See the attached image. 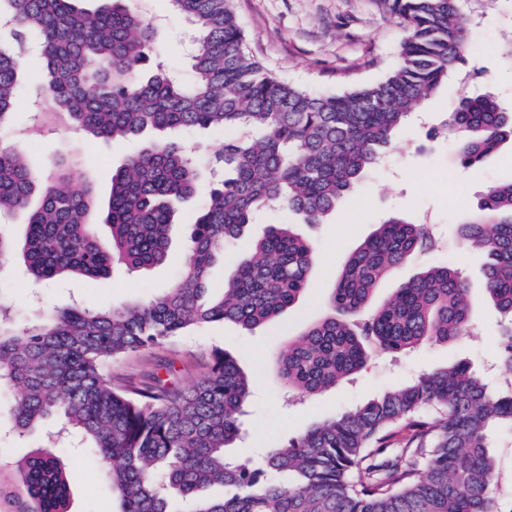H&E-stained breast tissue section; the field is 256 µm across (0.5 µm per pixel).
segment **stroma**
I'll return each instance as SVG.
<instances>
[{
	"instance_id": "stroma-1",
	"label": "stroma",
	"mask_w": 512,
	"mask_h": 512,
	"mask_svg": "<svg viewBox=\"0 0 512 512\" xmlns=\"http://www.w3.org/2000/svg\"><path fill=\"white\" fill-rule=\"evenodd\" d=\"M145 19L155 23L153 60L164 62L183 76H190V27L169 0H130ZM246 44L272 76L324 94H338L356 84L383 78L398 61L405 30L397 19L383 11L378 0H232ZM512 28V10L502 9L472 37L477 44L478 63L483 69L481 87L496 92L504 105H512V66L500 60L495 49L505 30ZM25 79L16 99L10 123L0 129V145L21 149L33 168L42 174L64 162L70 177L89 180L97 188L100 207L88 215L89 223L107 236L101 207L106 204L112 174L132 154L136 143H107L73 128L53 127L33 133L37 108L53 107L41 90L42 66L37 56L24 65ZM461 92L459 83L442 88L421 104L423 123L409 122L398 131L386 153V162L366 174L342 199L326 223L303 225L318 253L309 294L279 319L254 331L231 323H214L202 330L179 336L155 349L153 356L135 355L117 364V372L136 373L157 356L173 364L170 383L186 387L202 373V364L213 347L240 356L249 370L264 374L254 388L242 418L243 438L233 453L261 462L267 448L298 435L311 424L354 408L367 398L419 375L467 363L481 372L498 390H506L512 379L497 364V341L501 316L483 302V255L464 250L455 227L472 212L490 183L512 177V141L503 143L476 168L465 169L457 161L452 143L430 136L428 125L444 119L448 105ZM193 197L181 210L173 232L168 261L149 271L127 274L117 270L97 280L65 278L53 282L33 279L25 267L11 263L0 279V291L12 302L22 324L46 317L50 312L78 302L103 308L127 301H144L168 288L185 260L184 241L188 226L201 205ZM395 214L406 221L433 225L436 250L417 257L385 279L377 299L389 297L399 284L426 262H449L468 279L478 304L472 332L466 339L445 343L427 342L395 357L371 360L354 379L319 395L289 402L280 380L267 368L290 338L296 337L325 310L327 288L332 285L347 258L369 237L380 222ZM296 218L276 207L262 211L251 224L248 237L226 247L224 259L212 270L214 287L224 284L227 266L248 254L252 237L272 224H292ZM61 459L71 475V512H118L119 502L106 488V465L89 463L83 449L66 444Z\"/></svg>"
}]
</instances>
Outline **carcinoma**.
Here are the masks:
<instances>
[{
	"label": "carcinoma",
	"instance_id": "cac0c4a2",
	"mask_svg": "<svg viewBox=\"0 0 512 512\" xmlns=\"http://www.w3.org/2000/svg\"><path fill=\"white\" fill-rule=\"evenodd\" d=\"M0 0L13 23L0 43V127L23 80L19 57L38 38L44 84L70 122L105 142L139 143L112 174L104 211L108 239L86 215L92 184L61 169L36 173L25 154L0 146V215H25L24 240L0 224V268L24 262L38 281L96 279L116 265L131 273L169 257L176 205L200 190L201 169L175 133L211 130L220 177L191 224L187 258L174 284L146 303L74 306L20 326L0 299V392L11 396L7 433L21 437L48 419L54 447L78 435L87 457L109 465L106 485L120 512H512L496 495L492 436L512 431V392L501 393L456 363L381 392L267 450L256 467L227 452L255 374L238 355L212 349L196 382L173 387L157 359L142 374L112 363L150 353L213 323L253 330L308 292L314 242L295 224L270 226L253 254L233 264L224 286L209 269L263 208L285 207L322 224L371 169L415 107L442 84L474 81L472 26L502 0H379L407 31L397 67L382 81L327 95L276 79L249 55L231 0H170L192 32L193 83L161 63L142 72L154 28L128 0ZM443 129L464 168L512 139V111L484 89L448 107ZM463 248L483 253L484 301L506 319L498 359L512 373V179L490 184L457 226ZM425 224L392 216L351 254L326 297L325 314L276 356L288 392L317 395L360 373L380 353L469 335L475 301L458 268L428 264L374 303L378 286L416 255L432 251ZM400 451L383 454L393 445ZM221 486L224 495L201 494ZM70 483L60 458L31 451L12 479L0 472V512H69Z\"/></svg>",
	"mask_w": 512,
	"mask_h": 512
}]
</instances>
